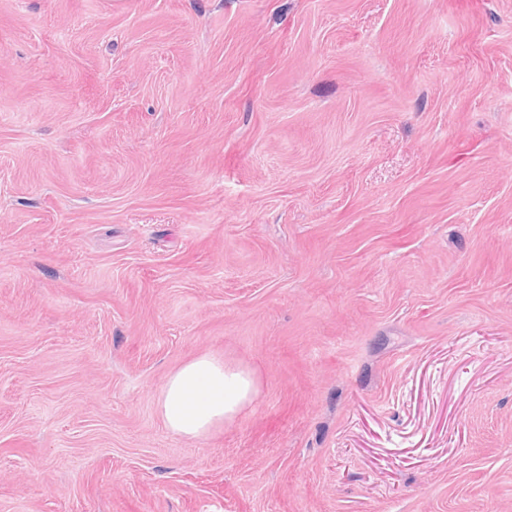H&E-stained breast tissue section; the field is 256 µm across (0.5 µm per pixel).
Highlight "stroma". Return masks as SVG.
Masks as SVG:
<instances>
[{"label": "stroma", "instance_id": "stroma-1", "mask_svg": "<svg viewBox=\"0 0 512 512\" xmlns=\"http://www.w3.org/2000/svg\"><path fill=\"white\" fill-rule=\"evenodd\" d=\"M0 512H512V0H0ZM257 392L252 372L203 355L167 377L160 389L158 409L169 431L184 438L201 439L224 425V421H231Z\"/></svg>", "mask_w": 512, "mask_h": 512}]
</instances>
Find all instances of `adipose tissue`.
<instances>
[{
	"instance_id": "ef3b65f1",
	"label": "adipose tissue",
	"mask_w": 512,
	"mask_h": 512,
	"mask_svg": "<svg viewBox=\"0 0 512 512\" xmlns=\"http://www.w3.org/2000/svg\"><path fill=\"white\" fill-rule=\"evenodd\" d=\"M256 394L257 381L252 372L203 355L167 377L160 389L158 409L169 431L201 439L232 420Z\"/></svg>"
}]
</instances>
